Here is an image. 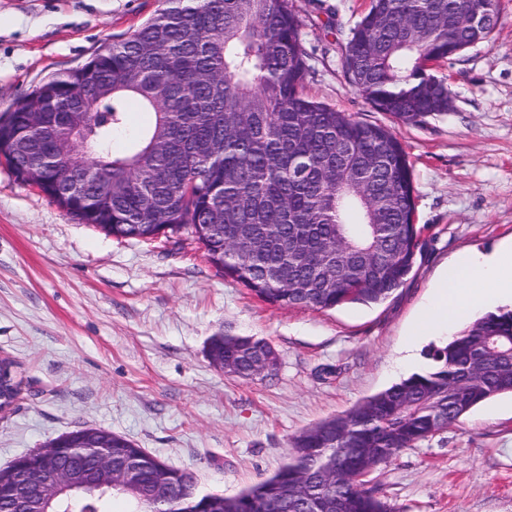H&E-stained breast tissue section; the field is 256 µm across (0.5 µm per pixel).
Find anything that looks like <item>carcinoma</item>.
I'll return each instance as SVG.
<instances>
[{"label": "carcinoma", "instance_id": "cac0c4a2", "mask_svg": "<svg viewBox=\"0 0 512 512\" xmlns=\"http://www.w3.org/2000/svg\"><path fill=\"white\" fill-rule=\"evenodd\" d=\"M485 24L474 31L467 19ZM497 0H370L342 45L349 86L375 110L417 124L448 111V85L431 65L448 62L497 27ZM302 21L291 0H162L157 14L128 38L105 46L78 69L55 75L20 97L0 121V158L14 173L25 159L53 155L71 131L32 122L70 113L88 132L80 194L91 212L59 195L73 177L75 157L60 156L42 190L82 223H114L112 235L170 234L215 224L200 240L208 253L236 245L242 225L262 249L224 261V274L280 307L331 310L380 304L401 288L421 252L413 173L389 128L355 120L304 96L308 74L300 45ZM89 83L103 87L82 98ZM154 114L131 131L128 106ZM28 147L27 158L14 152ZM123 149H114V142ZM278 266L288 282L264 280ZM269 343L226 336L208 354L227 373L248 378ZM431 367L370 396L349 411L293 437L269 477L234 497L198 492L193 472L154 456L141 461L138 490L105 488L93 496L60 493L47 512H157L156 484L176 490L166 506L179 512H392L366 476L400 452L460 421L478 405L512 394V310L489 311L428 352ZM137 452L112 440V463ZM54 464L90 468L91 456L62 448Z\"/></svg>", "mask_w": 512, "mask_h": 512}]
</instances>
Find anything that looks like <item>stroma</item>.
<instances>
[{
    "label": "stroma",
    "mask_w": 512,
    "mask_h": 512,
    "mask_svg": "<svg viewBox=\"0 0 512 512\" xmlns=\"http://www.w3.org/2000/svg\"><path fill=\"white\" fill-rule=\"evenodd\" d=\"M368 0H293L307 94L394 128L412 165L423 249L387 301L279 307L224 275L190 233L118 239L0 163V355L22 382L0 415V469L81 428L120 434L198 491L234 495L272 474L291 437L414 372L441 336H413L461 254L512 243V0L487 41L435 67L452 108L394 123L349 87L341 46ZM161 0H0V118L17 97L129 37ZM253 335L273 376L210 360L212 336ZM368 481L395 512H512V395L402 451Z\"/></svg>",
    "instance_id": "1"
}]
</instances>
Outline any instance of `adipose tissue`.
<instances>
[{"instance_id": "ef3b65f1", "label": "adipose tissue", "mask_w": 512, "mask_h": 512, "mask_svg": "<svg viewBox=\"0 0 512 512\" xmlns=\"http://www.w3.org/2000/svg\"><path fill=\"white\" fill-rule=\"evenodd\" d=\"M470 281L486 282L491 292L512 296V245L489 257H460L452 273L442 276L435 284L432 302L415 328V335L447 332L448 318L456 310L477 313L482 297L468 291L466 284Z\"/></svg>"}]
</instances>
